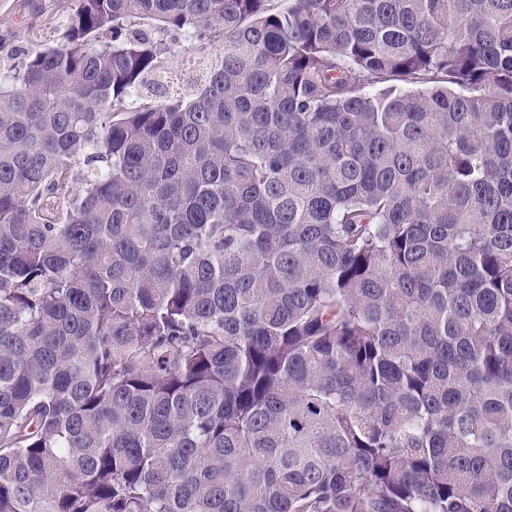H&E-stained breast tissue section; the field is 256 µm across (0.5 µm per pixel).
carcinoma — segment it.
I'll return each mask as SVG.
<instances>
[{
	"label": "carcinoma",
	"instance_id": "cac0c4a2",
	"mask_svg": "<svg viewBox=\"0 0 512 512\" xmlns=\"http://www.w3.org/2000/svg\"><path fill=\"white\" fill-rule=\"evenodd\" d=\"M73 2L0 67V512H512V0ZM173 55L169 59L168 63V74H163L156 79L159 81L160 85L153 88V91L156 93L153 97L159 98V96L171 97L176 96L177 93H181V96L186 93L187 86L185 82L189 74H192L190 71L194 70L190 67V60L184 57L183 52L175 51L172 53ZM190 67V69H188Z\"/></svg>",
	"mask_w": 512,
	"mask_h": 512
}]
</instances>
